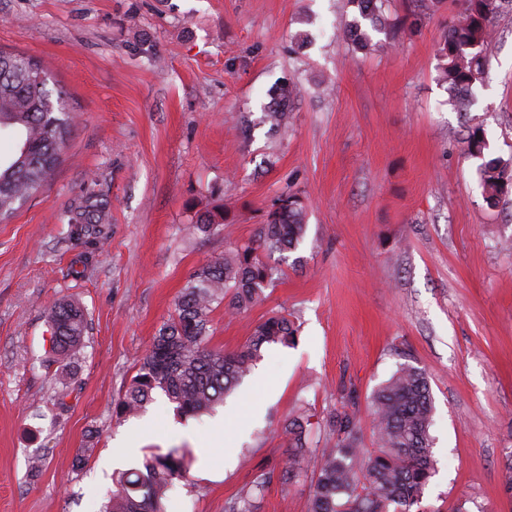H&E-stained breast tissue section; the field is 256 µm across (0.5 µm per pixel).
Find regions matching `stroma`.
Listing matches in <instances>:
<instances>
[{
    "mask_svg": "<svg viewBox=\"0 0 512 512\" xmlns=\"http://www.w3.org/2000/svg\"><path fill=\"white\" fill-rule=\"evenodd\" d=\"M462 11L441 0L421 32L390 44L355 0H0V50L41 63L74 125L47 189L0 224V512H102L105 462L132 426L114 400L194 270L254 239L285 190L306 203V235L263 254L280 280L244 313L215 309L209 345L237 350L277 312L297 343L262 348L229 398L225 440L212 417L184 418L155 393L133 468L185 449L166 512H225L256 467L272 474L259 512H308L309 480L279 479L283 421L301 406L322 420L348 394L374 450L372 392L409 364L435 405L437 472L421 512H512V196L488 206L478 161L461 151L464 125L477 124L489 155H512V9L456 112L437 48ZM355 23L376 51L346 39ZM289 79L300 94L274 130L261 118ZM89 191L109 220L86 243L60 216ZM219 205L222 228L184 234ZM64 295L87 310L85 346L67 364L47 322Z\"/></svg>",
    "mask_w": 512,
    "mask_h": 512,
    "instance_id": "1",
    "label": "stroma"
}]
</instances>
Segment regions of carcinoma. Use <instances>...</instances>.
Here are the masks:
<instances>
[{"label":"carcinoma","mask_w":512,"mask_h":512,"mask_svg":"<svg viewBox=\"0 0 512 512\" xmlns=\"http://www.w3.org/2000/svg\"><path fill=\"white\" fill-rule=\"evenodd\" d=\"M412 2L409 23L398 25L383 16L382 0H357V5L372 27L387 31L393 40L400 29L420 30L440 0ZM507 5L509 0H464L461 19L442 36L437 52L452 108L463 109L472 87L484 80L494 22ZM46 85L47 76L38 62L0 50V132L16 143L12 152L0 154V223L48 186L68 147L73 118L65 106V93L58 92L54 100ZM462 144L467 156L483 157L488 147L483 128L466 126ZM478 174L488 205L512 194V156L480 164ZM107 206L97 194L70 206L66 211L70 235L98 238ZM223 223L224 211H207L187 231L208 234ZM306 228L301 197L284 191L263 213L254 240L199 266L178 297L174 313L154 336L137 374L115 400L113 414L126 418L145 411L157 389L186 417L213 413L250 373L263 346L293 342L297 328L281 314L259 322L254 336L232 352L209 347L207 338L215 306L224 303L231 311L245 312L279 280L281 270L263 262L258 252L292 251ZM48 319L52 351L65 362L82 344L84 309L64 298L51 306ZM371 402L378 448L370 456L359 448L356 414L344 406L326 420L334 448L320 456L311 447L307 410L299 409L284 424L288 465L281 480L290 483L311 476L309 512H415L420 504L436 474L431 435L434 402L427 377L419 368L402 365L374 391ZM185 475V453L180 449L152 454L145 458L138 480L115 479L104 512H164L166 492Z\"/></svg>","instance_id":"cac0c4a2"}]
</instances>
